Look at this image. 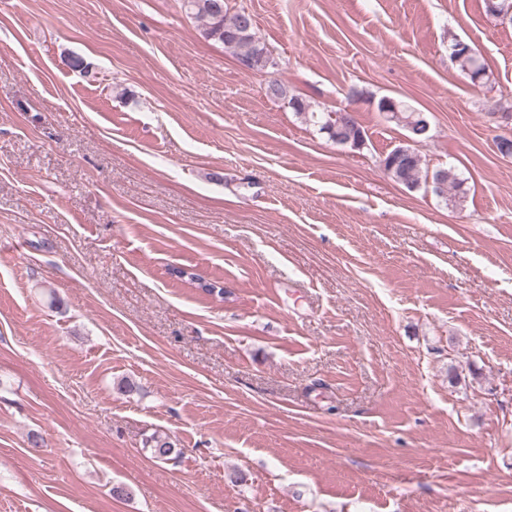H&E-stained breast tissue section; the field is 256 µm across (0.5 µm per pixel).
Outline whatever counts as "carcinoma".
Returning a JSON list of instances; mask_svg holds the SVG:
<instances>
[{
	"label": "carcinoma",
	"mask_w": 512,
	"mask_h": 512,
	"mask_svg": "<svg viewBox=\"0 0 512 512\" xmlns=\"http://www.w3.org/2000/svg\"><path fill=\"white\" fill-rule=\"evenodd\" d=\"M183 7L202 23L203 35L222 44L244 69L263 70L273 65L267 45L256 36L253 17L245 10L231 12L224 0H183ZM450 59L474 83L487 76L486 65L476 51L462 55L452 50ZM288 105L306 125L327 135L336 144L353 150L360 149L365 144V132L357 113L347 110H321L297 96L290 97ZM377 110L387 120L401 127L405 136L419 143H425L431 138V128L425 125V120L428 119L426 113L405 102L383 97L377 103ZM422 164L418 149L404 144L393 149L381 161L385 175L395 183L409 190H415L422 184L428 185L432 193L443 199L449 207H462L467 197L465 180L459 178L451 168L424 173ZM172 274L181 280L187 279L197 284L208 295H224V287L219 280L206 281L188 268H175ZM144 446L150 449L156 460H167L170 456L181 453L176 440L166 433H153L145 440Z\"/></svg>",
	"instance_id": "1"
}]
</instances>
